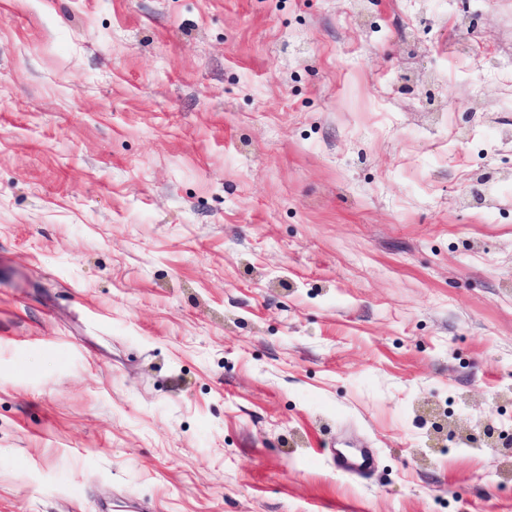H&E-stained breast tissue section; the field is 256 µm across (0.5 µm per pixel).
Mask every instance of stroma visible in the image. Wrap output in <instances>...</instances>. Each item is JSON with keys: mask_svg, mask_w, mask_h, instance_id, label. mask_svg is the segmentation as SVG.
<instances>
[{"mask_svg": "<svg viewBox=\"0 0 512 512\" xmlns=\"http://www.w3.org/2000/svg\"><path fill=\"white\" fill-rule=\"evenodd\" d=\"M511 58L512 0H0V512H512L448 438L512 429ZM335 461L336 466L342 470L365 475L373 466L374 455L367 448L356 451L336 450Z\"/></svg>", "mask_w": 512, "mask_h": 512, "instance_id": "stroma-1", "label": "stroma"}]
</instances>
